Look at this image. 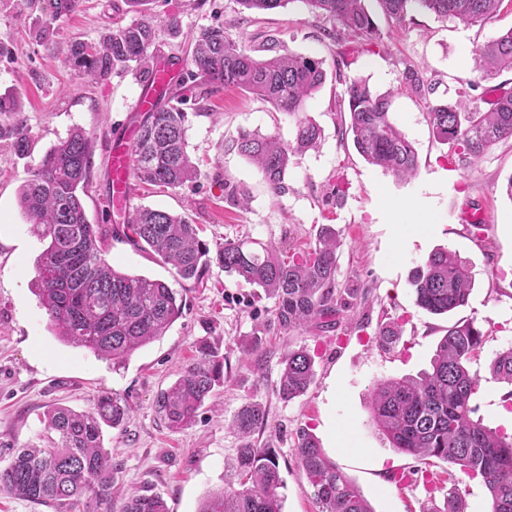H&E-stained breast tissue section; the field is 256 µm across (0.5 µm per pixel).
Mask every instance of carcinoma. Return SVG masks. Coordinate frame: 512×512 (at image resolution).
<instances>
[{
	"mask_svg": "<svg viewBox=\"0 0 512 512\" xmlns=\"http://www.w3.org/2000/svg\"><path fill=\"white\" fill-rule=\"evenodd\" d=\"M50 18L68 15L80 0H34ZM292 0H237L245 10L261 13L284 8ZM311 12L339 23L343 38L367 49L380 43L381 33L365 0H301ZM397 26L422 10L439 18L475 24L491 18L503 0H376ZM154 20L144 15L116 25L89 44L76 40L66 62L98 82L116 70L133 69L139 80L153 69ZM257 58L224 26L203 29L188 52L190 76L202 87L224 85L259 96L274 109L295 117L288 142L274 134L242 131L232 148L253 162L271 193L288 192L286 175L292 159L317 147L322 130L308 118L305 104L326 80L323 61L296 53ZM473 71L484 79L512 68V29L473 53ZM408 90L430 94L431 83L415 68L403 73ZM348 131L364 160L400 180L416 175V150L391 117L393 94L380 93L364 78L346 82ZM433 134L449 145L452 160L465 165L512 137V92L501 95L492 109L481 112L461 100L437 101L428 107ZM187 112L178 91L143 115L132 148L130 176L148 186L175 189L196 179L197 167L187 151ZM11 135L20 154L29 151V130L16 116ZM95 140L76 129L42 157L19 191V203L32 232L48 241L37 260L38 296L55 336L96 357L123 366L139 348L165 335L183 316L178 293L165 283L115 269L102 257L105 234L89 223L81 201L90 178ZM227 200L248 207L246 188L224 183ZM126 238L175 267L184 280H202L213 264L275 299V323L289 334L308 326L331 325L338 312L336 298V230L321 227L304 251L278 255L258 241L226 240L215 255L199 236L200 227L167 211L139 208L129 216ZM410 285L417 307L434 315L467 304L471 279L456 253L438 248L412 272ZM484 343V332L470 320L448 328L431 359V369L416 377L381 379L370 394V413L380 433L396 452L421 460L437 458L479 478L490 497V512H512V435L493 430L475 417L473 396L481 376L468 363ZM276 392L291 401L313 381L314 359L303 347L282 360ZM489 371L493 380L512 386V347L496 353ZM224 383V354L209 344L155 400V409L170 428L191 426L215 387ZM130 416L126 403L107 393L84 411L56 406L47 411L39 442L12 453L0 468V493L38 505L63 508L81 500L82 512H112V455L102 444L103 427L116 428ZM266 422L258 402L245 403L232 420L242 436L237 451L236 479L210 494L200 512H283L278 456L273 448H257L251 436ZM301 475L313 489L317 512H373L368 500L324 453L319 441L302 433L294 448ZM122 512H169L163 498L130 493ZM427 512H466L465 499L454 483L443 508Z\"/></svg>",
	"mask_w": 512,
	"mask_h": 512,
	"instance_id": "cac0c4a2",
	"label": "carcinoma"
}]
</instances>
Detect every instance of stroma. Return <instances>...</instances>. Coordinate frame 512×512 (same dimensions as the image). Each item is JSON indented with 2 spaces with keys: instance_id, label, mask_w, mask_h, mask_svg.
<instances>
[{
  "instance_id": "1",
  "label": "stroma",
  "mask_w": 512,
  "mask_h": 512,
  "mask_svg": "<svg viewBox=\"0 0 512 512\" xmlns=\"http://www.w3.org/2000/svg\"><path fill=\"white\" fill-rule=\"evenodd\" d=\"M383 35L378 47L359 50L332 40L337 22L311 13L302 0L264 13L240 10L235 0H149L155 19V57L186 58L190 41L202 29L224 25L255 56L267 54L270 41L290 52L323 60L326 82L306 103L307 116L323 130L317 148L294 158L289 191L277 197L252 163L231 144L239 130H257L291 140L294 123L253 95L221 87L201 95L191 79L181 78L188 105V152L197 179L177 189L135 186L129 208L150 207L192 215L210 247L224 240L259 241L280 252L304 249L321 225L340 234L336 283L348 302L334 328L281 332L273 322L274 302L254 288L211 267L199 284L183 281L176 269L139 250L124 236L125 213L112 209L110 146L134 124L132 105L144 87L132 73L115 71L92 83L61 60L70 41L97 42L115 22H131L126 0H82L77 11L56 20L28 0H0V96L20 95L21 116L34 145L18 155L11 129L16 116L0 112V465L14 449L35 441L44 413L63 405L87 409L102 393L125 398L132 407L120 428L106 429L104 446L112 453L120 512L123 493L141 490L161 495L170 512H199L210 493L221 490L235 472L241 439L231 426L248 401L263 405L265 425L252 437L260 448L276 449L285 486L283 512H316L313 492L301 476L294 448L301 431L312 433L327 457L354 481L375 512H419L430 501L442 507L452 466L439 459L421 464L395 452L373 424L369 395L381 379L414 377L430 359L449 326L472 320L487 331L471 370L481 377L473 403L489 427L512 434V407L503 399L505 384L489 377L495 354L512 346V139H505L467 166L448 162L447 145L429 125L428 99L402 86L414 66L435 86V99L464 100L490 110L498 96L512 91V69L486 78L472 71L474 50L512 29V0L477 25L414 12L398 27L377 13ZM179 20L170 34L168 17ZM52 24L55 42L45 46L35 28ZM361 77L381 92L393 91L392 118L417 151L419 172L411 182L368 164L341 134L338 105L348 79ZM80 128L95 139L90 182L83 205L90 223L108 232L105 260L115 268L165 282L186 300L183 317L161 338L138 349L122 367L59 341L33 292L42 243L32 233L18 204V191L51 146ZM250 193L247 208L224 198L225 182ZM344 194H335V184ZM423 209L432 223L400 226L395 208ZM484 209L479 225L461 219L464 208ZM466 261L473 290L466 306L432 315L415 304L412 271L436 248ZM396 323L402 336L393 350L379 342L381 325ZM259 354H251L252 341ZM219 346L225 357L224 385L217 388L190 427L170 429L155 413L157 393L177 378L197 355L201 342ZM306 347L315 361V378L301 397L286 402L276 393L280 361L289 348ZM404 471L399 487L390 477Z\"/></svg>"
}]
</instances>
